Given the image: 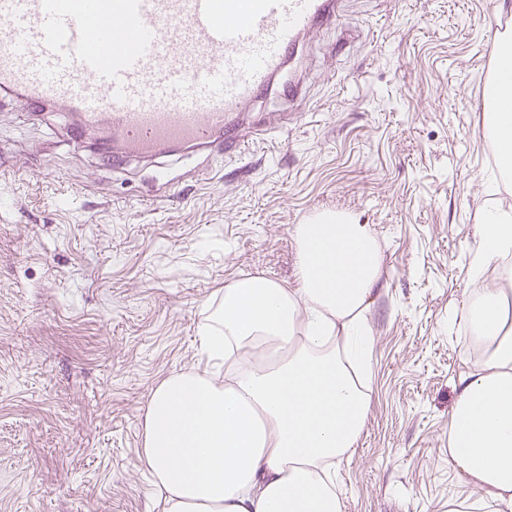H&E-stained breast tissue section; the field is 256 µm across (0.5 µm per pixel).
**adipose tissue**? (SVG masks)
I'll use <instances>...</instances> for the list:
<instances>
[{
	"mask_svg": "<svg viewBox=\"0 0 512 512\" xmlns=\"http://www.w3.org/2000/svg\"><path fill=\"white\" fill-rule=\"evenodd\" d=\"M483 127L511 180L512 51L494 57ZM292 237L296 287L261 274L226 284L199 326L204 370L151 393L139 455L165 512H342L333 471L369 411L359 369L382 254L370 225L338 211ZM511 256L512 213L486 210L468 259L480 287L461 309L480 351L448 416V461L468 492L448 512H512V276L482 283Z\"/></svg>",
	"mask_w": 512,
	"mask_h": 512,
	"instance_id": "ef3b65f1",
	"label": "adipose tissue"
}]
</instances>
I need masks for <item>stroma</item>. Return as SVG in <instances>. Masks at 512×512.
I'll use <instances>...</instances> for the list:
<instances>
[{
    "mask_svg": "<svg viewBox=\"0 0 512 512\" xmlns=\"http://www.w3.org/2000/svg\"><path fill=\"white\" fill-rule=\"evenodd\" d=\"M501 14L512 0H346L305 54L300 117L231 162L115 169L66 114L1 109L0 512H162L138 453L152 389L200 368L224 284L295 285L291 232L315 208L353 212L383 256L342 512H448L463 489L448 416L472 358L463 256L486 209L512 210L481 130Z\"/></svg>",
    "mask_w": 512,
    "mask_h": 512,
    "instance_id": "35a3bbf8",
    "label": "stroma"
}]
</instances>
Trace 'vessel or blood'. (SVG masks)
Here are the masks:
<instances>
[{
    "mask_svg": "<svg viewBox=\"0 0 512 512\" xmlns=\"http://www.w3.org/2000/svg\"><path fill=\"white\" fill-rule=\"evenodd\" d=\"M343 0H0V101L66 112L117 160L234 157L303 101L302 56Z\"/></svg>",
    "mask_w": 512,
    "mask_h": 512,
    "instance_id": "1",
    "label": "vessel or blood"
}]
</instances>
